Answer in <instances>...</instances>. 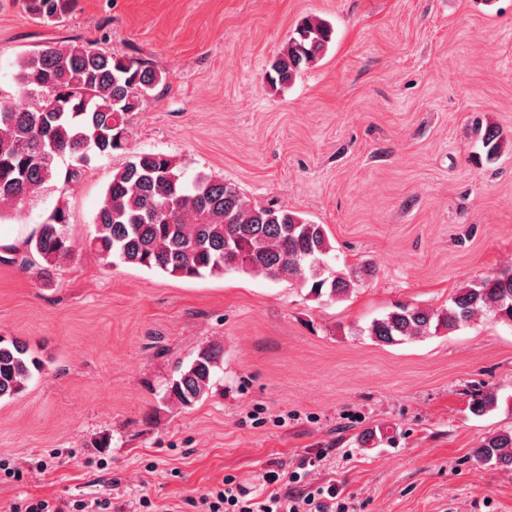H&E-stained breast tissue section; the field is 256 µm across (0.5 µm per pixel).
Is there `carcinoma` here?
I'll return each instance as SVG.
<instances>
[{
    "mask_svg": "<svg viewBox=\"0 0 512 512\" xmlns=\"http://www.w3.org/2000/svg\"><path fill=\"white\" fill-rule=\"evenodd\" d=\"M74 0H25L29 15L52 22ZM327 21L303 19L270 64L269 78L282 86L310 66L332 41ZM19 93L0 96V219L32 199L57 176L56 160L69 157L73 178L94 155L125 147L127 122L139 98L162 80L144 63L85 42L41 49L17 64ZM92 245L102 259L158 269L183 278L226 271L263 274L310 288L317 298L341 299L370 265L332 271L334 247L321 224L274 205H251L233 185L204 172L191 184L176 161L161 153H137L112 175L94 218ZM65 214L58 210L27 243L43 276L70 254ZM480 312L512 326V269L459 288L440 310L399 305L362 329L376 342L396 345L441 329L452 332ZM222 350L207 347L165 386L167 399L191 407L209 393ZM44 362L17 340L0 338V399L21 393ZM491 389H477L471 412L497 406ZM485 464L512 467V430L485 438L474 450Z\"/></svg>",
    "mask_w": 512,
    "mask_h": 512,
    "instance_id": "obj_1",
    "label": "carcinoma"
}]
</instances>
